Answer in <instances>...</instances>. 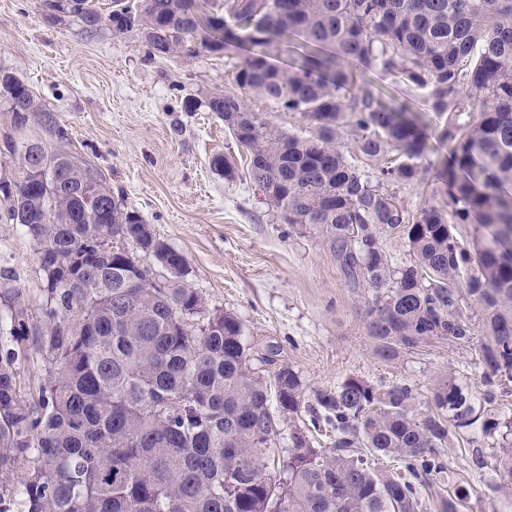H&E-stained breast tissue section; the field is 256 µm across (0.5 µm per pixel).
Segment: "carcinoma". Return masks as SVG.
<instances>
[{
  "label": "carcinoma",
  "mask_w": 512,
  "mask_h": 512,
  "mask_svg": "<svg viewBox=\"0 0 512 512\" xmlns=\"http://www.w3.org/2000/svg\"><path fill=\"white\" fill-rule=\"evenodd\" d=\"M42 0L48 23L68 14L93 37L135 32L150 58L208 49L245 52L237 89L208 109L247 153L251 182L281 223L326 243L348 282L364 287L375 353L392 359L431 340L470 350L480 396L448 375L433 406L418 410L408 383L351 375L304 399L287 366L273 387L250 367L243 326L214 323L177 276L153 285L125 242L158 264L185 257L126 210L103 180L64 151L27 134L45 121L68 141L41 99L0 72V103L14 135L0 175V210L34 243L43 273L39 343L45 378L22 400L25 349L0 350V512H462L470 488L444 489L446 452L470 429L496 449L495 472L512 492V0ZM295 36L313 53L277 66L267 49ZM383 72L448 113L457 140L444 165L420 166L427 127L405 106L382 102L353 72ZM257 99L297 112L309 135L278 131L250 106ZM433 175L438 205L411 210L397 191ZM473 227L471 239L457 228ZM493 228L486 234L483 229ZM403 240L398 264L383 244ZM30 318L13 292L0 308V339ZM306 409L333 434L317 447L286 417ZM387 459L396 471L380 466ZM24 469L21 488L11 475Z\"/></svg>",
  "instance_id": "carcinoma-1"
}]
</instances>
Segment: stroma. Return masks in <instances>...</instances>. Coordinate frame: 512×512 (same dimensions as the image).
<instances>
[{"instance_id":"35a3bbf8","label":"stroma","mask_w":512,"mask_h":512,"mask_svg":"<svg viewBox=\"0 0 512 512\" xmlns=\"http://www.w3.org/2000/svg\"><path fill=\"white\" fill-rule=\"evenodd\" d=\"M192 55L149 58L133 33L86 37L71 16L42 18V0H0V67L12 71L68 130L64 151L93 168L122 207L138 213L157 238L187 261L184 282L209 310L243 325L256 374L279 366L297 371L305 394L330 389L350 375L380 384L413 385L421 406L449 374L476 387L478 368L465 350L437 342L385 360L373 352L363 291L351 287L335 256L314 235L290 232L256 192L246 154L209 112L210 94L234 87L237 50L192 42ZM386 102H405L428 126L426 161L440 163L455 147L448 117L387 74L362 78ZM233 158L224 178L210 162ZM0 269L14 283L38 330L43 275L39 256L16 225L0 221ZM450 479L472 489L467 512H512V496L492 490V467H476L469 446L451 450Z\"/></svg>"}]
</instances>
